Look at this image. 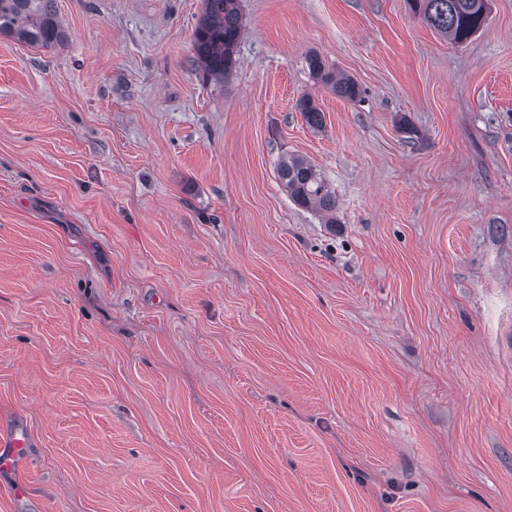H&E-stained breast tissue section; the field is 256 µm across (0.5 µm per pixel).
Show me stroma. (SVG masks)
Masks as SVG:
<instances>
[{
  "label": "stroma",
  "instance_id": "obj_1",
  "mask_svg": "<svg viewBox=\"0 0 512 512\" xmlns=\"http://www.w3.org/2000/svg\"><path fill=\"white\" fill-rule=\"evenodd\" d=\"M240 7L221 83L202 0L0 36V512H512V0L461 45L409 0ZM239 2L203 0V14L193 32V50L207 79L224 81L235 67L234 50L242 28ZM308 66L312 75L324 86L330 88L336 96L348 101L357 100L361 96V89L352 78L337 77L331 71L326 72L325 64L318 55L312 54L309 56ZM278 176L298 206L323 214L329 224L335 223L336 194L314 164L302 157L289 156L281 161ZM27 433L14 430L10 435L5 434L4 430L0 433V447L12 448L6 454L0 453V469H10L18 458V454L22 448L28 445Z\"/></svg>",
  "mask_w": 512,
  "mask_h": 512
}]
</instances>
